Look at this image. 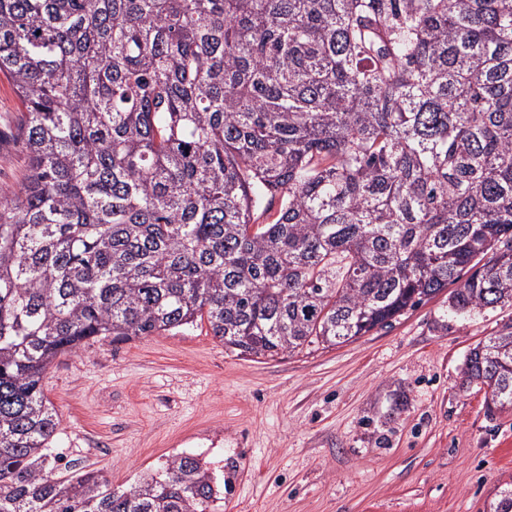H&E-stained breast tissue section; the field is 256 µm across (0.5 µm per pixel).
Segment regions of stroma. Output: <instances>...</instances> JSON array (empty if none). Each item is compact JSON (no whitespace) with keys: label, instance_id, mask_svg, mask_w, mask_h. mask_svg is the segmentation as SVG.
Returning a JSON list of instances; mask_svg holds the SVG:
<instances>
[{"label":"stroma","instance_id":"35a3bbf8","mask_svg":"<svg viewBox=\"0 0 512 512\" xmlns=\"http://www.w3.org/2000/svg\"><path fill=\"white\" fill-rule=\"evenodd\" d=\"M22 105L0 75V194L27 161ZM448 292L370 335L275 358L226 350L201 325L59 357L43 390L56 453L118 489L173 456L224 478L217 512H489L512 488V410L464 386L470 349L512 324V306L466 317Z\"/></svg>","mask_w":512,"mask_h":512}]
</instances>
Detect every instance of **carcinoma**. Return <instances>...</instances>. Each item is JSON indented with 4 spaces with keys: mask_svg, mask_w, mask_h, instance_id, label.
<instances>
[{
    "mask_svg": "<svg viewBox=\"0 0 512 512\" xmlns=\"http://www.w3.org/2000/svg\"><path fill=\"white\" fill-rule=\"evenodd\" d=\"M0 73L29 168L0 197V512H215L194 454L55 475L42 381L90 340L205 321L274 357L450 285L458 316L512 304V0H0ZM463 373L512 410V325Z\"/></svg>",
    "mask_w": 512,
    "mask_h": 512,
    "instance_id": "cac0c4a2",
    "label": "carcinoma"
}]
</instances>
